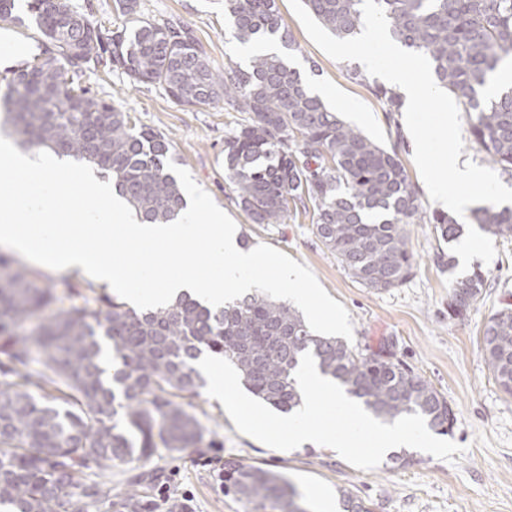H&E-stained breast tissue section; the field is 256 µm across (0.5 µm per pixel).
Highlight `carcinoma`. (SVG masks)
<instances>
[{"mask_svg":"<svg viewBox=\"0 0 512 512\" xmlns=\"http://www.w3.org/2000/svg\"><path fill=\"white\" fill-rule=\"evenodd\" d=\"M0 0V21L36 27L42 56L12 72L6 120L23 144L86 161L112 175L121 196L146 224H168L185 207L183 188L164 134L132 124L127 113L74 82L91 62L120 69L133 83L166 87L188 106L224 101L247 114L224 137V182L254 224H284L291 210L312 212L313 233L339 265L373 291L397 288L413 274L406 225H433L436 239L459 236L457 219L425 215L397 148L383 147L347 125L312 93L289 61L296 50L277 0H224L234 37L269 40L284 52L254 54L246 67L230 61L213 70L183 25L142 18L138 0H116L122 27L102 30L64 0ZM363 0H304L338 38L363 24ZM393 39L427 56L436 83L466 112L470 134L486 160L512 176V90L489 97L485 88L512 59V0H376ZM374 95L397 112V92ZM492 235L512 237V208L472 212ZM476 267L456 280L448 316H464L487 288ZM76 292L56 310V288L13 267L0 253V506L7 512H91L119 504L151 512L137 486L152 471L127 480L118 502L97 480L159 449L215 448L188 411L204 379L205 353L229 360L243 384L266 404L291 413L302 403L295 380L301 357L313 355L320 374L388 423L420 414L428 428L449 433L455 411L426 378L382 348L369 355L346 341L313 332L288 303L254 290L220 310L184 297L143 312L119 298ZM488 365L512 395V309L483 328ZM224 495L242 512H308L284 475L231 459ZM343 512H371L341 489Z\"/></svg>","mask_w":512,"mask_h":512,"instance_id":"1","label":"carcinoma"}]
</instances>
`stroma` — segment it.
<instances>
[{
	"label": "stroma",
	"instance_id": "1",
	"mask_svg": "<svg viewBox=\"0 0 512 512\" xmlns=\"http://www.w3.org/2000/svg\"><path fill=\"white\" fill-rule=\"evenodd\" d=\"M143 17L156 23L188 27L203 46L210 66L223 70L236 53L224 19V0H138ZM283 22L297 49L292 59L305 81L323 91L327 106L352 127L385 147H397L426 213L437 212L414 163V142L404 115L387 111L372 86L379 80L361 63L337 61L307 36L289 0H278ZM43 38L35 28L0 22V98L5 75L41 54ZM83 87L128 113L132 123L165 134L179 167L236 223L249 247L265 243L306 265L328 294L342 303L353 325V346L368 354L389 346L398 358L431 381L451 403L456 423L448 435L465 447L456 463L414 451L405 467L382 464L363 471L333 449L305 444L291 451L272 449L240 434L219 400L200 395L193 411L223 440L220 448H187L155 454L145 467L160 473L147 489L153 512H238L237 504L218 487L213 460L238 459L283 473L296 487L308 512L335 504L340 490L361 497L372 512H512V396L503 393L485 361L482 328L488 318L512 305V241L484 232L470 217L460 220L462 237L475 240L474 255L460 253L458 242L442 245L429 224L407 227L417 259L413 277L403 285L376 292L350 277L318 241L304 211L291 212L284 224H254L236 206L224 182V137L242 119L224 106L176 103L158 84H135L117 69L85 68ZM454 254L455 274L474 266L488 271L483 300L464 320L448 316L451 277L437 255Z\"/></svg>",
	"mask_w": 512,
	"mask_h": 512
}]
</instances>
